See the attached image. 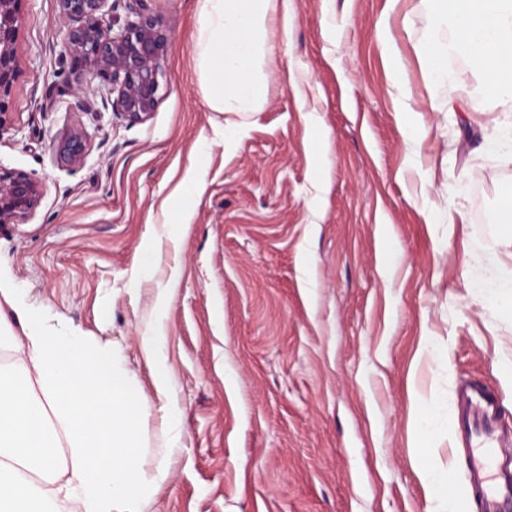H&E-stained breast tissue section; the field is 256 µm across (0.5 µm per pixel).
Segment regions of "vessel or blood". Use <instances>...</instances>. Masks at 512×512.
I'll return each mask as SVG.
<instances>
[{"label": "vessel or blood", "mask_w": 512, "mask_h": 512, "mask_svg": "<svg viewBox=\"0 0 512 512\" xmlns=\"http://www.w3.org/2000/svg\"><path fill=\"white\" fill-rule=\"evenodd\" d=\"M499 400L485 384L459 387L456 422L470 437L467 479L482 512H512V436L497 426Z\"/></svg>", "instance_id": "vessel-or-blood-1"}]
</instances>
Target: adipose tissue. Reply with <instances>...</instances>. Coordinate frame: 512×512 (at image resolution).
I'll list each match as a JSON object with an SVG mask.
<instances>
[{
    "instance_id": "obj_1",
    "label": "adipose tissue",
    "mask_w": 512,
    "mask_h": 512,
    "mask_svg": "<svg viewBox=\"0 0 512 512\" xmlns=\"http://www.w3.org/2000/svg\"><path fill=\"white\" fill-rule=\"evenodd\" d=\"M436 40L424 64L448 78V58L466 56L482 81L512 97V0H434ZM269 0H198L196 64L211 108L257 111L267 93ZM481 295L512 311V269L488 251ZM14 365L0 372V512H142L147 489L169 461L141 442L146 398L115 374L107 346L53 333L37 314L7 337Z\"/></svg>"
}]
</instances>
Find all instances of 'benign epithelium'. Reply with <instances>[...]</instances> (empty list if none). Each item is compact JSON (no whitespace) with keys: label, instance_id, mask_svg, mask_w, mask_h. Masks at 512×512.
Masks as SVG:
<instances>
[{"label":"benign epithelium","instance_id":"benign-epithelium-1","mask_svg":"<svg viewBox=\"0 0 512 512\" xmlns=\"http://www.w3.org/2000/svg\"><path fill=\"white\" fill-rule=\"evenodd\" d=\"M21 0H0V133L6 127L4 99L16 74L14 44ZM62 17L77 22L68 30L66 48L81 78L99 82L112 106L131 122H143L156 111L165 82L168 35L158 18L138 12L120 31L105 20L107 0H58ZM71 162L82 159L85 142L72 136L65 147ZM42 189L28 174L0 167V224H20L39 206Z\"/></svg>","mask_w":512,"mask_h":512}]
</instances>
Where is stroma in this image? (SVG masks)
Segmentation results:
<instances>
[{
    "label": "stroma",
    "mask_w": 512,
    "mask_h": 512,
    "mask_svg": "<svg viewBox=\"0 0 512 512\" xmlns=\"http://www.w3.org/2000/svg\"><path fill=\"white\" fill-rule=\"evenodd\" d=\"M144 3L169 35L167 82L132 123L96 86L73 94L57 0H21L0 166L42 198L0 226V326L33 311L111 349L148 399L149 452L170 459L143 512H430L425 463L448 475V512H481L454 398L483 382L512 431V312L470 286L512 232L496 222L512 142H487L512 98L478 116L470 65L430 79L432 0H293L266 101L216 112L197 0ZM426 409L445 422L429 438Z\"/></svg>",
    "instance_id": "obj_1"
}]
</instances>
